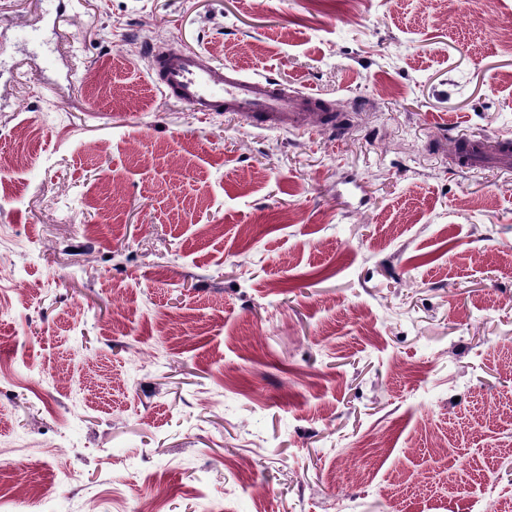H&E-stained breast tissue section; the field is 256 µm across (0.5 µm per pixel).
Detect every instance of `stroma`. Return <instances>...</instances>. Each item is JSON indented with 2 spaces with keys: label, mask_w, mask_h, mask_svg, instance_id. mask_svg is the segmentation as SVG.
<instances>
[{
  "label": "stroma",
  "mask_w": 512,
  "mask_h": 512,
  "mask_svg": "<svg viewBox=\"0 0 512 512\" xmlns=\"http://www.w3.org/2000/svg\"><path fill=\"white\" fill-rule=\"evenodd\" d=\"M452 127L512 133V0H0V490L56 479L6 512H512V184ZM150 58L160 93L194 112H225L258 130L340 135L345 129L343 113L324 108L314 92L277 88L267 78L242 74L171 43L152 46Z\"/></svg>",
  "instance_id": "1"
}]
</instances>
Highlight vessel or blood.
<instances>
[{
	"mask_svg": "<svg viewBox=\"0 0 512 512\" xmlns=\"http://www.w3.org/2000/svg\"><path fill=\"white\" fill-rule=\"evenodd\" d=\"M156 87L167 98L206 115L228 113L258 130L300 133H339L342 113L324 108L318 94L280 88L264 77L242 74L209 60L199 51L160 43L150 50ZM457 162L467 168L480 165L512 170V137L501 134L488 139L453 137Z\"/></svg>",
	"mask_w": 512,
	"mask_h": 512,
	"instance_id": "vessel-or-blood-1",
	"label": "vessel or blood"
}]
</instances>
